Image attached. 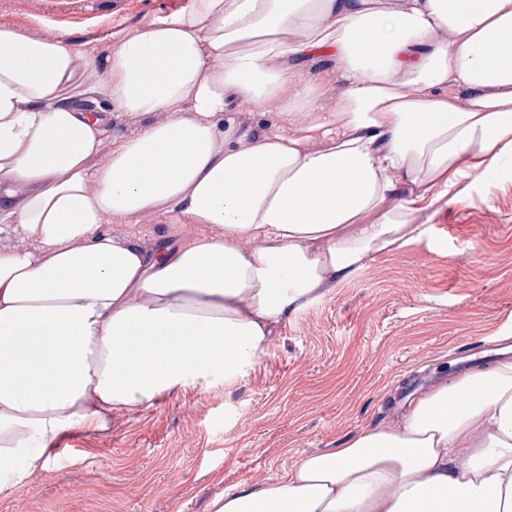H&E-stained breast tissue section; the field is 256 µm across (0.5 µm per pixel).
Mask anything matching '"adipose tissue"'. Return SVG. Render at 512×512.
Returning <instances> with one entry per match:
<instances>
[{"instance_id":"1","label":"adipose tissue","mask_w":512,"mask_h":512,"mask_svg":"<svg viewBox=\"0 0 512 512\" xmlns=\"http://www.w3.org/2000/svg\"><path fill=\"white\" fill-rule=\"evenodd\" d=\"M510 40L512 0H191L101 51L0 27V500L68 433L248 377L288 315L511 171ZM159 214L199 230L112 232ZM210 509L512 512V359Z\"/></svg>"}]
</instances>
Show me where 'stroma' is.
<instances>
[{
	"instance_id": "35a3bbf8",
	"label": "stroma",
	"mask_w": 512,
	"mask_h": 512,
	"mask_svg": "<svg viewBox=\"0 0 512 512\" xmlns=\"http://www.w3.org/2000/svg\"><path fill=\"white\" fill-rule=\"evenodd\" d=\"M189 3L0 0V25L103 46ZM428 227L289 315L245 379L165 395L114 415L109 432L63 438L47 472L0 512H209L241 482L398 422L437 378H456L451 348L512 336V178L480 184Z\"/></svg>"
}]
</instances>
